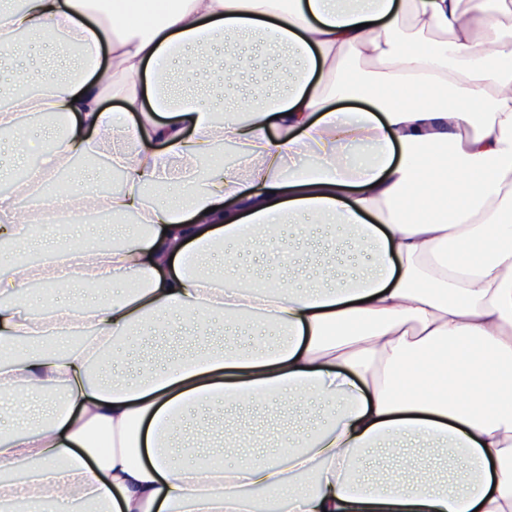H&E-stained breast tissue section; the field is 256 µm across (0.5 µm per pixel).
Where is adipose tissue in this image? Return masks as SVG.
<instances>
[{"mask_svg": "<svg viewBox=\"0 0 512 512\" xmlns=\"http://www.w3.org/2000/svg\"><path fill=\"white\" fill-rule=\"evenodd\" d=\"M260 38L287 91L232 109L181 93L249 66L225 35ZM72 73L41 61L55 37ZM371 67L342 70L338 61ZM122 102L114 112L105 95ZM53 121L37 156L0 139L28 177L0 194V246L37 251L0 268V350L77 336L65 354L27 349L0 363L46 422L0 440V512H260L255 490L289 512H512V0H23L0 5V129ZM108 156L123 190L50 180L75 157ZM308 158L297 166V158ZM28 199L19 210L18 199ZM64 207L75 223L116 217L118 245L59 249L34 234ZM370 253L356 278L308 284L248 265L263 248L289 267L288 218ZM134 217L128 233L121 218ZM134 276L135 288L30 315L29 284L71 288ZM247 343L159 360L154 334L212 315ZM138 371L91 380L102 352L134 329ZM280 339H271V332ZM17 350V349H16ZM52 388L65 389L58 406ZM339 404L335 420L252 452L251 427L225 429L243 454L171 457L185 405L273 397ZM451 448L462 479L403 475L401 446ZM397 455L362 476L377 450Z\"/></svg>", "mask_w": 512, "mask_h": 512, "instance_id": "ef3b65f1", "label": "adipose tissue"}]
</instances>
